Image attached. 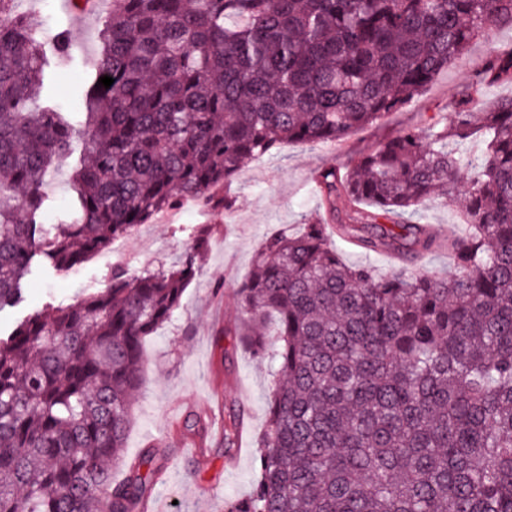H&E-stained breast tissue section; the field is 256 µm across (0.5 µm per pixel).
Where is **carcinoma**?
Segmentation results:
<instances>
[{"label": "carcinoma", "mask_w": 512, "mask_h": 512, "mask_svg": "<svg viewBox=\"0 0 512 512\" xmlns=\"http://www.w3.org/2000/svg\"><path fill=\"white\" fill-rule=\"evenodd\" d=\"M0 0V309L44 257L83 264L181 199L291 142H336L402 111L476 38L484 67L450 117L406 127L315 173L328 224L369 253L438 250L419 214L463 181L455 272L348 265L307 219L267 237L238 288L244 341L279 347L258 480L224 512H512V0H112L84 119L43 98L71 37ZM114 79L110 88L100 77ZM481 136L472 157L464 141ZM73 196L46 224L44 185L77 150ZM211 227L180 258L34 311L0 336V512H137L165 467L153 446L112 479L143 340L180 308Z\"/></svg>", "instance_id": "carcinoma-1"}]
</instances>
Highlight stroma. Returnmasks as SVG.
Wrapping results in <instances>:
<instances>
[{"label":"stroma","mask_w":512,"mask_h":512,"mask_svg":"<svg viewBox=\"0 0 512 512\" xmlns=\"http://www.w3.org/2000/svg\"><path fill=\"white\" fill-rule=\"evenodd\" d=\"M54 7L52 29L71 33L73 60L56 68L50 92L69 110L75 89L102 52L101 46H88L86 40L100 38L104 16L81 12L73 0H55ZM487 52L484 41H473L466 57L449 64L402 112L351 132L341 143H291L275 154L256 157L219 190L232 199L231 209L207 206L181 223L145 226L130 238L136 256L131 268L141 271L175 261L198 225L211 227L201 274L187 287L174 317L144 341L146 365L124 456L133 458L156 442L165 448L168 468L150 487L149 500L164 502L167 512H224L226 499L251 494L276 374L270 354L278 347L276 337H268L269 355L260 358L233 333L241 316L236 290L251 272L256 249L275 232L297 231L304 218L323 217L311 183L315 171L357 157L405 126L425 127L450 114L454 99ZM108 271L98 257L68 271L35 267L24 284L22 301L0 310V336L33 311L65 306L107 288ZM232 411L242 414L248 437L228 455L212 423Z\"/></svg>","instance_id":"obj_1"}]
</instances>
